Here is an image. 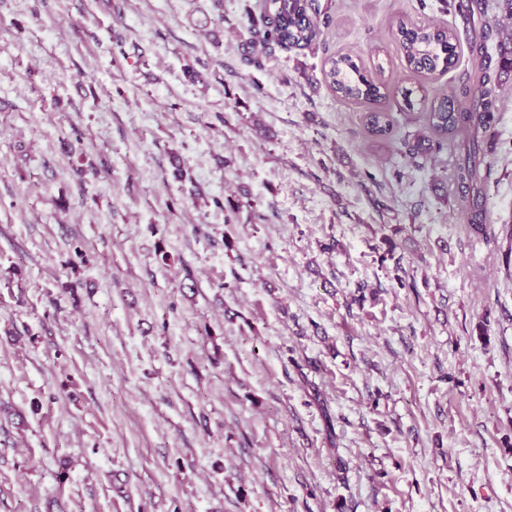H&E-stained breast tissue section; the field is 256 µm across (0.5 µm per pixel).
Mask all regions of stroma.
I'll list each match as a JSON object with an SVG mask.
<instances>
[{
    "label": "stroma",
    "instance_id": "1",
    "mask_svg": "<svg viewBox=\"0 0 512 512\" xmlns=\"http://www.w3.org/2000/svg\"><path fill=\"white\" fill-rule=\"evenodd\" d=\"M483 2L314 0L254 64L260 0H0V512H512V76L477 234L425 102L377 143L322 74L447 92ZM397 33L410 69L425 79L447 72L455 62L457 39L453 30L441 26H417L404 19Z\"/></svg>",
    "mask_w": 512,
    "mask_h": 512
}]
</instances>
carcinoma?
<instances>
[{
  "label": "carcinoma",
  "instance_id": "1",
  "mask_svg": "<svg viewBox=\"0 0 512 512\" xmlns=\"http://www.w3.org/2000/svg\"><path fill=\"white\" fill-rule=\"evenodd\" d=\"M312 0H266L259 21L264 31L253 30L251 44L269 39L291 49H307L321 36L320 24L311 15ZM397 33L407 64L420 76L430 79L448 71L455 62L456 34L441 26H417L403 19ZM493 29L484 32L482 41L472 47V70L465 73L460 86L451 95L433 98L425 113L429 135L419 138L414 151L429 155L456 142L458 155L452 163L450 182L461 209L467 214L473 231H485L486 177L481 175L483 138L496 122L499 110L501 76L512 73V37L498 41L496 55L488 53L487 41ZM325 82L343 98L353 101H376L384 96L387 85L367 78L347 54L328 58ZM395 119L390 112L373 111L365 116L369 135L375 140L388 138Z\"/></svg>",
  "mask_w": 512,
  "mask_h": 512
}]
</instances>
